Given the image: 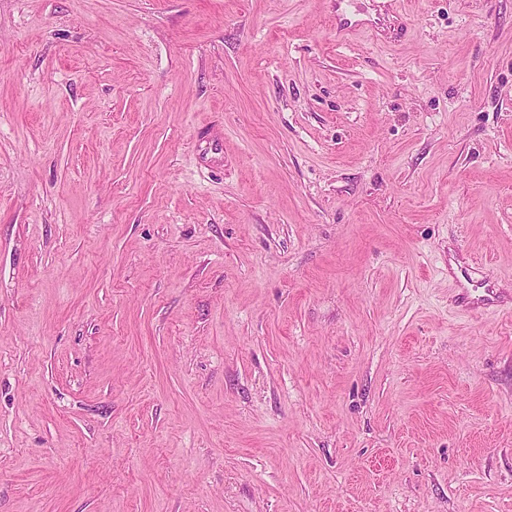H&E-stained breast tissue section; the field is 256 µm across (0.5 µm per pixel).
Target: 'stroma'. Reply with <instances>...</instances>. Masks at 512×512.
<instances>
[{
	"label": "stroma",
	"mask_w": 512,
	"mask_h": 512,
	"mask_svg": "<svg viewBox=\"0 0 512 512\" xmlns=\"http://www.w3.org/2000/svg\"><path fill=\"white\" fill-rule=\"evenodd\" d=\"M466 254L512 0H0V512H512Z\"/></svg>",
	"instance_id": "1"
}]
</instances>
